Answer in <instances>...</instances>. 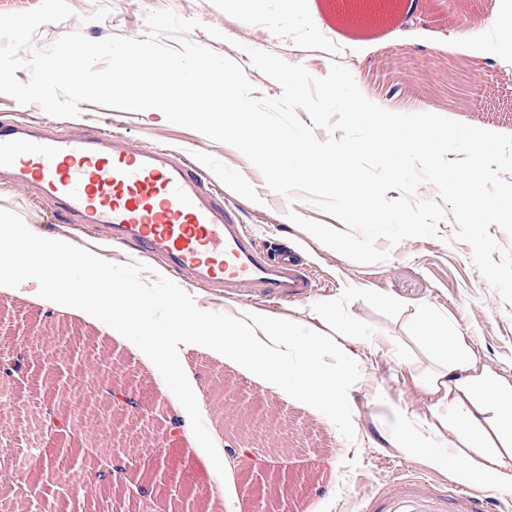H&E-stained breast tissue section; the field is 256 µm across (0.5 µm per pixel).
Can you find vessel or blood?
<instances>
[{
  "label": "vessel or blood",
  "mask_w": 512,
  "mask_h": 512,
  "mask_svg": "<svg viewBox=\"0 0 512 512\" xmlns=\"http://www.w3.org/2000/svg\"><path fill=\"white\" fill-rule=\"evenodd\" d=\"M0 184L37 192L74 230L122 244L198 288L285 300L311 286L166 147L81 125L0 124Z\"/></svg>",
  "instance_id": "1"
}]
</instances>
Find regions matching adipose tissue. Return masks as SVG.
<instances>
[{
	"label": "adipose tissue",
	"mask_w": 512,
	"mask_h": 512,
	"mask_svg": "<svg viewBox=\"0 0 512 512\" xmlns=\"http://www.w3.org/2000/svg\"><path fill=\"white\" fill-rule=\"evenodd\" d=\"M71 258L83 279L54 278L58 261ZM100 266L96 253L73 255L67 240L37 236L25 224L10 225L7 236H0V273H6L7 283L39 288L44 301L60 311L106 312L113 326L131 331L161 362L186 343L231 354L272 385L292 384L320 405L331 423H345L349 393L362 381L349 364L367 363L377 352L358 330L330 336L297 316L258 309L220 320L175 295L164 301L172 323L162 333L150 310L134 305L131 289L116 284L103 289L92 280ZM413 342L416 353L405 355L403 337L389 339L425 394L426 407L419 415L399 406L380 416L382 440L422 454L465 485L487 493L511 491L512 372L488 365L480 347L429 305L418 313Z\"/></svg>",
	"instance_id": "adipose-tissue-1"
}]
</instances>
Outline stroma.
I'll return each mask as SVG.
<instances>
[{"label": "stroma", "instance_id": "1", "mask_svg": "<svg viewBox=\"0 0 512 512\" xmlns=\"http://www.w3.org/2000/svg\"><path fill=\"white\" fill-rule=\"evenodd\" d=\"M74 19L59 23L58 35L81 32L92 41L111 36L143 38L147 13L172 10L199 23L189 38L237 62L254 85L255 97L276 98L281 85L252 66L247 47L326 76L332 64L345 66L363 95L396 113H433L470 126L512 135V0H390L377 14L363 13L357 0H266L255 16H230L224 0H105L89 10L85 0H69ZM221 31L212 38L209 28ZM481 82H470L472 70ZM465 78L462 100L447 88ZM79 120L116 135L167 146L183 153L218 185L224 207L262 240L287 247L314 272L313 300L337 298L346 305L338 325L346 330L359 314L368 330L393 336L414 332L415 315L430 305L447 315L463 334L483 348L486 363L512 369V304L492 288L472 260V250L457 241L456 225L445 219L438 237H415L398 244L378 240L388 260L363 265L309 240L288 220L289 212L323 224L332 216L299 196L282 205L262 173L236 148L213 142L195 130L164 120L155 112H130L81 103ZM6 216L42 236L66 239L75 253L94 252L115 282L161 299L186 294L215 317L253 307L274 314L292 312L293 302L261 296H223L221 305L203 300L201 289L183 284L173 273L156 270L149 259L126 256L123 246L103 240H77L69 225L58 223L54 206L19 196L0 185V217ZM400 298L395 312L381 305ZM52 337L53 347L34 346L30 327ZM0 347L24 350L31 371L54 363L72 389L49 388L32 379H0V463L10 465L0 498L17 485L53 496L56 512H175L178 497L198 488L190 512H215L209 486L223 476L222 512H247L253 492L264 493L271 512H495L493 505L467 495L447 471L428 465L417 453L394 448L377 434L382 402L418 410L422 394L407 371L395 370L386 355L367 368L349 400L354 427H331L321 409L286 389L275 388L232 358L202 345L182 346L170 367L142 350L135 336L104 327L97 316L75 309L47 312L36 288L0 284ZM123 380L138 400L136 411L110 405L100 396L99 378ZM168 388H160V379ZM229 389L236 399L268 411L269 424L254 437L255 450L268 461L257 470L245 457L229 460L239 444L236 412L230 406L206 408L207 392ZM83 409L109 414L110 422L86 427L75 423L62 432L43 426L42 407L55 403L72 413V393ZM198 417L191 431L176 425L184 405ZM70 449L73 464L45 483L41 474L55 449ZM135 459L149 500L129 498L125 486L100 484L96 496H66L71 485L95 480L97 456L112 451Z\"/></svg>", "mask_w": 512, "mask_h": 512}]
</instances>
